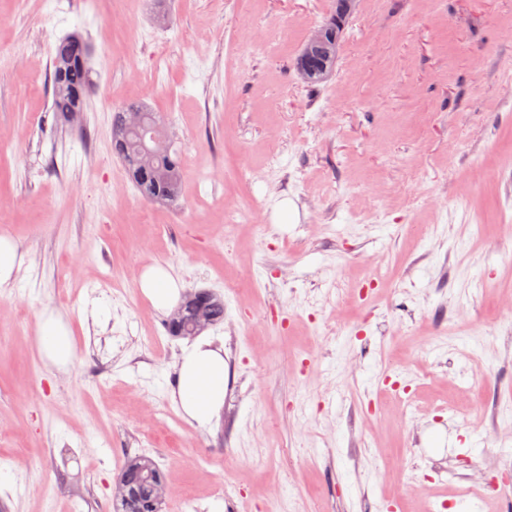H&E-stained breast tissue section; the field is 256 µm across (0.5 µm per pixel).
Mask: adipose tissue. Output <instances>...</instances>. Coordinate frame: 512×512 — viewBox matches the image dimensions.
I'll use <instances>...</instances> for the list:
<instances>
[{"label":"adipose tissue","mask_w":512,"mask_h":512,"mask_svg":"<svg viewBox=\"0 0 512 512\" xmlns=\"http://www.w3.org/2000/svg\"><path fill=\"white\" fill-rule=\"evenodd\" d=\"M142 295L156 310L177 304L181 285L164 266H146L138 279ZM37 348L42 360L67 371L74 357V344L67 321L60 312L44 310L38 320ZM177 387L172 399L190 425L207 427L224 406L228 371L224 350L208 337H200L183 348L176 364Z\"/></svg>","instance_id":"1"}]
</instances>
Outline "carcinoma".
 <instances>
[{
  "label": "carcinoma",
  "instance_id": "cac0c4a2",
  "mask_svg": "<svg viewBox=\"0 0 512 512\" xmlns=\"http://www.w3.org/2000/svg\"><path fill=\"white\" fill-rule=\"evenodd\" d=\"M85 38L73 33L58 40L51 54L50 87L52 112L61 122L72 113L85 109L93 85L89 58L83 50ZM336 63V55L318 56L309 62L298 61L297 70L308 83H318L328 77ZM137 111L145 116L150 127L160 116L144 103H129L112 113L110 138L112 152L124 165L131 182L140 195L151 202L175 201L181 193L184 166L180 152L171 145H148L144 130L126 127V113ZM181 315L167 323L171 335L197 336L202 327L224 321V300L214 296L194 305L180 304ZM166 482L162 471L149 456L126 458L115 481L112 498L113 512H162L166 499Z\"/></svg>",
  "mask_w": 512,
  "mask_h": 512
}]
</instances>
